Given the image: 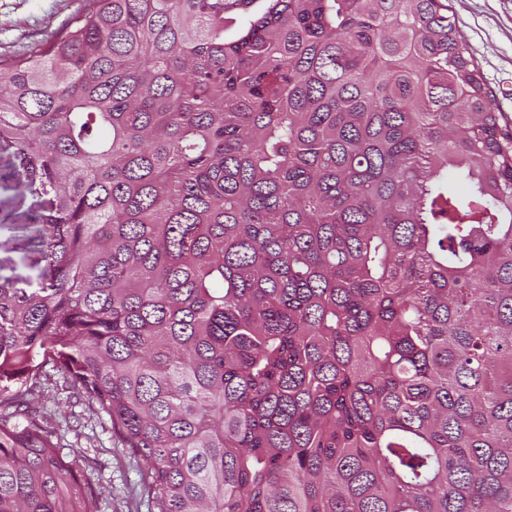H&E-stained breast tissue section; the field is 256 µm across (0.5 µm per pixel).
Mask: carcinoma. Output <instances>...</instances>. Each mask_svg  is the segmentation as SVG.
Here are the masks:
<instances>
[{"mask_svg":"<svg viewBox=\"0 0 512 512\" xmlns=\"http://www.w3.org/2000/svg\"><path fill=\"white\" fill-rule=\"evenodd\" d=\"M448 0H85L0 57L46 197L0 285V512H512V125ZM232 35H226L228 29ZM39 403L56 410L57 420L65 429V442L74 448L80 464L84 466L83 459L97 462L95 469L88 470L99 495L97 512H147L139 476L145 462L134 459L118 444L106 419L90 415L88 400L72 399L69 404L63 401L58 409L46 398ZM64 418L70 430L66 429Z\"/></svg>","mask_w":512,"mask_h":512,"instance_id":"obj_1","label":"carcinoma"}]
</instances>
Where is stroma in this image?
Here are the masks:
<instances>
[{
    "label": "stroma",
    "instance_id": "stroma-1",
    "mask_svg": "<svg viewBox=\"0 0 512 512\" xmlns=\"http://www.w3.org/2000/svg\"><path fill=\"white\" fill-rule=\"evenodd\" d=\"M81 5V0H0V55L26 52ZM451 6L458 31L511 121L512 0H452ZM44 206L38 188L20 195L0 186V284L35 280L40 253L38 226L31 217ZM57 416L69 425L66 443L79 458L96 464L90 477L97 486L99 512H147L139 476L145 463L118 444L109 422L93 417L84 398L61 405Z\"/></svg>",
    "mask_w": 512,
    "mask_h": 512
}]
</instances>
